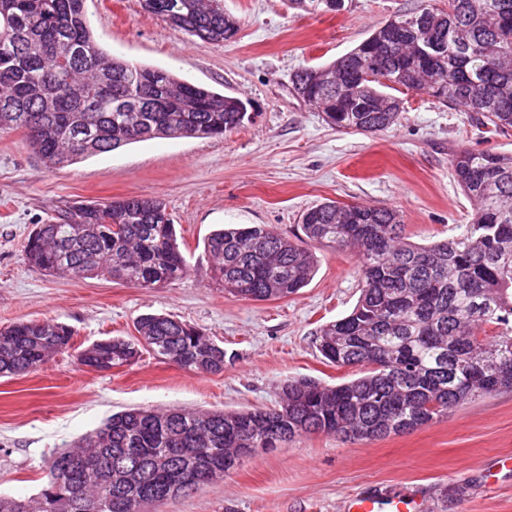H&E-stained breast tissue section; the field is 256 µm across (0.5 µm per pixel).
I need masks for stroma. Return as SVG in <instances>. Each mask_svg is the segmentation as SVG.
<instances>
[{
    "instance_id": "obj_1",
    "label": "stroma",
    "mask_w": 512,
    "mask_h": 512,
    "mask_svg": "<svg viewBox=\"0 0 512 512\" xmlns=\"http://www.w3.org/2000/svg\"><path fill=\"white\" fill-rule=\"evenodd\" d=\"M239 21L233 42L190 37L146 12L140 0H86L92 31L108 52L169 69L249 100L244 126L219 138H159L50 168L18 131L0 133V327L53 319L75 345L121 336L166 313L224 348V371L200 374L146 352L132 365L96 372L73 352L36 372L0 377V493L32 497L43 462L75 445L113 413L152 409L272 407L282 383L335 385L356 368L326 362L319 328L347 315L360 295L354 250L314 246L318 272L297 294L250 301L212 280L204 241L226 224H267L288 237L303 211L333 200L399 210L411 241L459 234L473 206L452 177L460 148L512 153V131L487 132L462 108L402 91L397 126L375 135L325 124L296 97L294 73L338 59L416 0H349L338 14L310 15L288 0H222ZM162 199L191 267L184 280L140 288L103 277L69 278L30 267L31 230L65 202L128 196ZM512 390L449 410L432 424L368 441L312 434L261 452L202 489L148 512H343L348 496L377 491L424 502L427 512H512Z\"/></svg>"
}]
</instances>
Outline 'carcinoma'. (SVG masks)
<instances>
[{"instance_id": "cac0c4a2", "label": "carcinoma", "mask_w": 512, "mask_h": 512, "mask_svg": "<svg viewBox=\"0 0 512 512\" xmlns=\"http://www.w3.org/2000/svg\"><path fill=\"white\" fill-rule=\"evenodd\" d=\"M86 0H0V133L22 132L50 168L156 138H218L243 126L250 103L175 73L105 52ZM307 14H334L336 0H289ZM145 11L211 44L231 41L237 21L220 0H142ZM324 121L377 134L398 124L391 91L426 90L462 107L495 133L512 130V0H420L385 20L353 50L294 75ZM475 203L451 238L407 240L389 207L321 203L300 217L305 237L359 257L361 295L352 311L317 333L321 356L361 376L323 385L290 379L281 402L244 411L128 409L44 463L37 496L0 495V512H141L209 464L208 482L243 462L242 448L273 450L303 435L374 440L414 431L448 409L512 388V154L459 149L450 161ZM212 279L253 301L308 285L317 257L265 224L210 234ZM24 259L49 275L106 276L142 288L186 278L190 267L166 204L139 196L75 201L39 224ZM121 337L73 348V331L52 320L0 328V376L35 372L74 349L96 371L135 363L146 350L203 374L224 371V348L166 314ZM78 457L62 471L57 460Z\"/></svg>"}]
</instances>
